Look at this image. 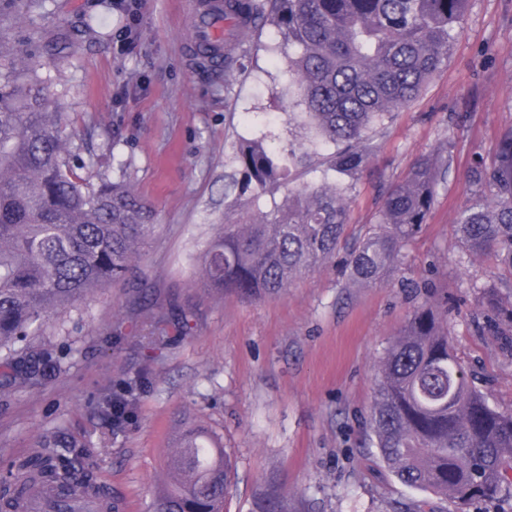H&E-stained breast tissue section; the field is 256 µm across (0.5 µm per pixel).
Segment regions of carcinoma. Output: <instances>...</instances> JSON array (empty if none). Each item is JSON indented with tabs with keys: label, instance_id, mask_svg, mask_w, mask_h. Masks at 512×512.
I'll use <instances>...</instances> for the list:
<instances>
[{
	"label": "carcinoma",
	"instance_id": "1",
	"mask_svg": "<svg viewBox=\"0 0 512 512\" xmlns=\"http://www.w3.org/2000/svg\"><path fill=\"white\" fill-rule=\"evenodd\" d=\"M465 0H225L251 22L224 43V72L232 52L266 28L269 48L298 92L311 147L274 148L272 133L242 139L234 159L238 200L255 202L285 183L290 168L311 169L317 146L330 145L318 184L288 189L267 211L252 209L219 225L200 257L203 287L249 299L277 294L340 252L347 239L345 178L370 164L372 138L391 113L413 101L448 58ZM0 63V365L20 383L61 371L73 350L29 354L31 337L99 290L128 282L156 228V213L124 179L86 183L69 165L61 116L49 109L21 47ZM439 159L416 160L406 177L387 186L376 222L341 257L354 283L385 282L401 250L421 231L434 202ZM472 184L492 198L465 209L457 230L466 250L493 251L501 267L482 285L483 325L499 321L498 282L512 281V129L488 165L476 159ZM168 314H152L143 329L147 353L124 374L112 397L94 402L98 415L121 431L138 413L137 386L151 372L148 353L164 339ZM369 428L382 459L403 485L459 504L498 497L512 461V413L500 412L471 384L458 356L447 314L429 299L417 305L377 365ZM168 466L173 485L160 492L154 512H226L234 466L224 445L203 428H186ZM36 483L74 496L98 488L73 445L42 435L35 450L0 462V512H19ZM258 512H290L288 493L271 488Z\"/></svg>",
	"mask_w": 512,
	"mask_h": 512
}]
</instances>
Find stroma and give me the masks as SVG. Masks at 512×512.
Wrapping results in <instances>:
<instances>
[{
    "label": "stroma",
    "instance_id": "1",
    "mask_svg": "<svg viewBox=\"0 0 512 512\" xmlns=\"http://www.w3.org/2000/svg\"><path fill=\"white\" fill-rule=\"evenodd\" d=\"M187 0H0V46L28 50L72 151L95 184L126 178L158 212L139 265L137 290H103L47 332L74 343L61 373L32 387L4 388L0 456L22 457L49 434L83 444L87 469L123 502L153 512L164 462L186 425L219 434L235 480L227 512H257L262 492H288L291 512H512V485L493 500L460 506L402 485L381 458L366 421L376 369L389 342L425 297L448 307V330L472 382L496 410L512 412V345L483 335L478 286L496 254L473 255L456 233L473 201L466 174L474 154L493 159L512 129V0H467L447 60L408 107L374 138L369 172L350 181V234L373 224L385 186L423 155L448 172L426 224L381 285H349L329 260L284 292L258 300L208 291L198 258L238 194L233 148L288 123L281 65L265 45L250 51L232 87L223 69L187 55ZM23 23H13L16 11ZM187 312L191 334L162 349L137 419L113 434L91 401L136 369L135 326L157 307ZM122 327L125 338H105Z\"/></svg>",
    "mask_w": 512,
    "mask_h": 512
}]
</instances>
